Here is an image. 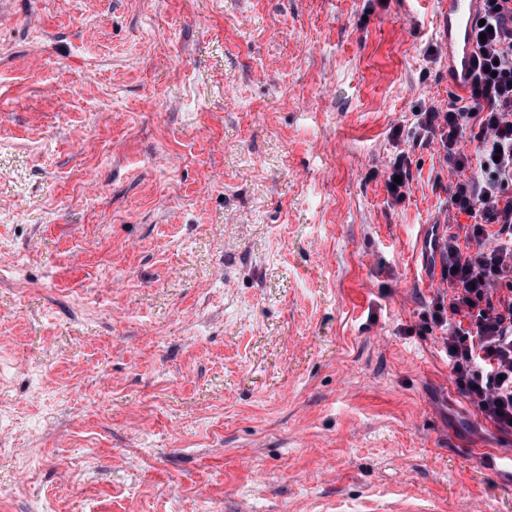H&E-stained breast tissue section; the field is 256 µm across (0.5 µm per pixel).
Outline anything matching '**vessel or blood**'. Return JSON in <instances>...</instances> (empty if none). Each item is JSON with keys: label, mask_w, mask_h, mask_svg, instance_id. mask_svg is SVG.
Instances as JSON below:
<instances>
[{"label": "vessel or blood", "mask_w": 512, "mask_h": 512, "mask_svg": "<svg viewBox=\"0 0 512 512\" xmlns=\"http://www.w3.org/2000/svg\"><path fill=\"white\" fill-rule=\"evenodd\" d=\"M439 33L444 36L448 51V74L454 88L466 91L474 68V42L471 26L482 6V0H447Z\"/></svg>", "instance_id": "1"}]
</instances>
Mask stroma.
Listing matches in <instances>:
<instances>
[{
	"label": "stroma",
	"mask_w": 512,
	"mask_h": 512,
	"mask_svg": "<svg viewBox=\"0 0 512 512\" xmlns=\"http://www.w3.org/2000/svg\"><path fill=\"white\" fill-rule=\"evenodd\" d=\"M441 8L0 0V512H512L419 331L454 177L388 140ZM386 173L388 175L386 178L388 195L396 202L402 201L406 197V193L412 181V173L407 154L401 151L395 155V157L391 158L387 164ZM396 176L402 177L401 184L394 181ZM392 185H395V189H392Z\"/></svg>",
	"instance_id": "stroma-1"
}]
</instances>
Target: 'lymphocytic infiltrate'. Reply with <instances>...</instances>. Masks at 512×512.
I'll list each match as a JSON object with an SVG mask.
<instances>
[{"label":"lymphocytic infiltrate","mask_w":512,"mask_h":512,"mask_svg":"<svg viewBox=\"0 0 512 512\" xmlns=\"http://www.w3.org/2000/svg\"><path fill=\"white\" fill-rule=\"evenodd\" d=\"M473 32L479 67L468 97L415 115L414 136L438 141L455 172L448 202L468 216L439 246L448 291L420 314L440 332L451 378L499 432L512 434V0H484ZM475 145L460 150L461 140Z\"/></svg>","instance_id":"f902f5d3"}]
</instances>
